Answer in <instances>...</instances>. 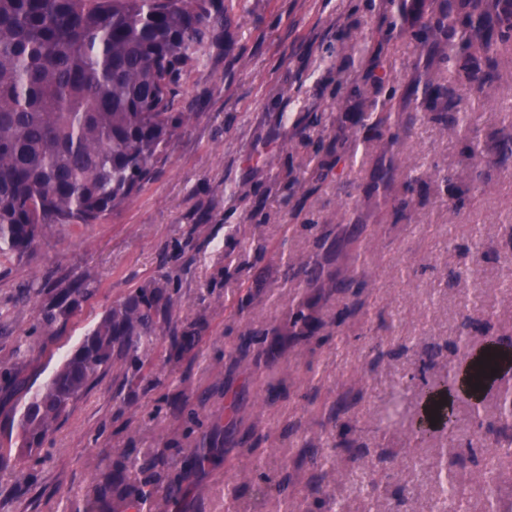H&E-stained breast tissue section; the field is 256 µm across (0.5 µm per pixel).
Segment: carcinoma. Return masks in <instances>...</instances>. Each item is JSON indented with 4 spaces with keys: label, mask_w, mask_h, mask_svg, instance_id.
Listing matches in <instances>:
<instances>
[{
    "label": "carcinoma",
    "mask_w": 512,
    "mask_h": 512,
    "mask_svg": "<svg viewBox=\"0 0 512 512\" xmlns=\"http://www.w3.org/2000/svg\"><path fill=\"white\" fill-rule=\"evenodd\" d=\"M224 0H0V256L24 257L44 233L58 224H97L120 210L155 178L166 163L181 129L197 116L181 105L183 75L215 48L224 46L227 22ZM415 39L446 40L441 60L447 78L417 84L421 102L440 101V112L367 111L359 122L378 135L393 130L390 141L408 136L421 121L467 130L470 112L486 89L499 80V59L512 49V0H440L417 29ZM499 137L490 164L512 168V112L494 115ZM314 142L323 158L312 167L300 164L280 176L292 198L297 191H315L334 176L345 153L348 132L323 124L315 116L297 129ZM393 157L378 170L374 190L384 203L404 215L407 202L392 194L401 172ZM292 276L307 282L318 278L314 261L292 266ZM88 288H62L49 300L46 325L54 326L73 312L71 297ZM180 306L169 277L161 274L132 289L110 308L82 344L42 388L26 401L19 419L23 444L38 448L53 426L107 370L118 367L123 382L147 387L155 381L148 352L158 338L168 343L169 357L195 354L205 324L175 318ZM324 327L317 301L297 306L283 328L248 331L228 352L230 367L251 361L274 362L288 345L308 342ZM172 414L200 425L187 398L170 400ZM229 432L223 447L202 433L190 459L174 472L180 448H160L144 456L112 462V471L94 488L93 512H152L158 504L179 508L190 496L193 481L243 441L234 437L239 416L237 397L224 396ZM343 405L336 404L329 427L305 444L313 478L343 445ZM501 427L495 454L512 462V397L499 400ZM254 492L289 503L288 480L275 481L265 462H248ZM441 495L432 512H460L457 482L439 479Z\"/></svg>",
    "instance_id": "cac0c4a2"
}]
</instances>
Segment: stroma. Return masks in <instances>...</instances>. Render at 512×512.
Masks as SVG:
<instances>
[{
    "label": "stroma",
    "instance_id": "stroma-1",
    "mask_svg": "<svg viewBox=\"0 0 512 512\" xmlns=\"http://www.w3.org/2000/svg\"><path fill=\"white\" fill-rule=\"evenodd\" d=\"M245 4L228 12V50L213 52L184 75L181 90L197 116L157 176L102 223L57 225L24 258L0 263V368L18 379L14 386L0 380V447L19 461L18 470L0 472V512H85L109 459L193 447L188 422L172 417L168 402L219 383L237 395L241 415L261 435L256 452L268 472L290 475L294 512H315L301 449L322 434L339 400L364 457L358 462L338 450L334 470L322 481L325 497L347 512H430L446 443L420 446L409 435L408 418L424 407L420 385L478 353L487 340L512 344V292L497 286L512 259V171L486 164L498 136L491 114L512 89V52L500 61L496 88L471 116L481 152H469L462 134L432 121L399 142L403 167L428 174L415 185L406 216L398 217L370 191L388 137L366 139L352 111L410 110L418 81L438 76L441 44L403 34L427 16L430 0ZM374 61L387 74L378 92L368 80ZM310 112L347 127L348 191L327 181L296 213L274 181L287 160L317 163L312 147L294 135ZM445 169L453 173V186L440 180ZM479 172L485 177L480 199L460 202ZM320 235L327 249L315 248ZM291 256L362 281L355 313L343 315L345 299L333 295L320 304L327 325L309 346L289 349L268 368H230L225 353L239 336L284 324L303 297V289L284 279ZM466 267L474 282L456 279ZM165 270L177 276L178 317L206 322L195 357L170 359L165 342H158L150 359L159 387H120V371L109 369L41 448H22L17 420L28 390L50 379L110 307ZM259 274L265 283L248 312L230 313L228 304ZM78 279L94 292L78 298L74 314L54 327L42 319L46 295L22 298L29 284L55 289ZM465 307L474 327L464 347L456 326ZM372 341L382 344L383 356L368 354ZM394 397L405 419L380 425L376 416ZM455 415L459 438L478 430L494 440L500 426L495 394L485 397L480 416L464 401L456 403ZM246 462L243 455L231 458L199 478L184 512H284L279 501L254 496L242 476ZM454 470L468 512H486L489 472L499 497L512 500V467L491 471L487 448L460 447ZM366 473L380 483L369 507L359 491ZM231 482L238 492L230 504Z\"/></svg>",
    "mask_w": 512,
    "mask_h": 512
}]
</instances>
